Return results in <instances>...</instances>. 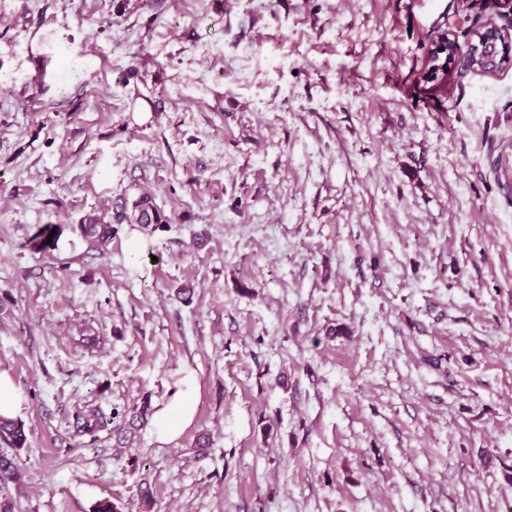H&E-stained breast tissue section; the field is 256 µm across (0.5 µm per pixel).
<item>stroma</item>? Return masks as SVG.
<instances>
[{"label": "stroma", "instance_id": "stroma-1", "mask_svg": "<svg viewBox=\"0 0 512 512\" xmlns=\"http://www.w3.org/2000/svg\"><path fill=\"white\" fill-rule=\"evenodd\" d=\"M502 10L0 0L12 512H512V68L423 79ZM144 195L164 228L81 238ZM190 374L176 442L77 433ZM448 38H449L448 30L438 31L431 41L429 52H428V63L429 64L432 63V59H431L432 55L435 54L436 60L440 58L441 54L444 55L441 63H435V64L432 63V65H435L438 67L437 74L438 75L442 74V78L445 76V73L448 68V56L449 57L453 56L456 53L460 54L462 49L464 51L467 50L468 54L472 55L471 50L470 49L468 50L467 43L464 46H462L458 42H454L452 38H451L452 41L450 40L448 43V55H447V51L445 52V50H443V49L445 47V42ZM458 54H456L453 58H450L449 60L457 61L459 66L463 70H468L469 65H468V62L466 61L467 57L463 58ZM80 233L84 240L106 246L116 233V228L99 217H91L88 223L80 225ZM23 409V398L11 377L0 373V440L13 448H23L26 435L22 424L15 420ZM6 418V419H5Z\"/></svg>", "mask_w": 512, "mask_h": 512}]
</instances>
